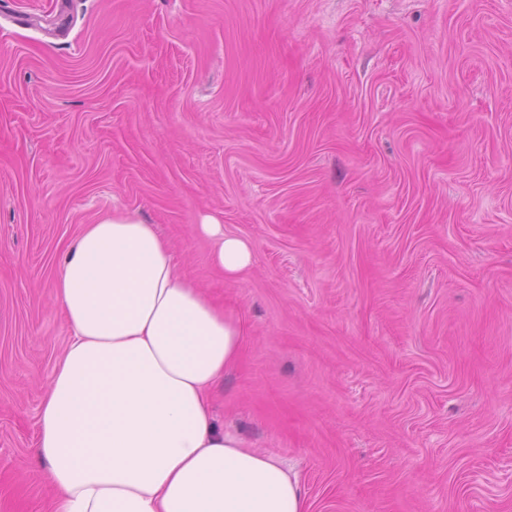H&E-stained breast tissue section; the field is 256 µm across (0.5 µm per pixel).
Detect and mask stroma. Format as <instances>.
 Wrapping results in <instances>:
<instances>
[{
  "instance_id": "obj_1",
  "label": "stroma",
  "mask_w": 512,
  "mask_h": 512,
  "mask_svg": "<svg viewBox=\"0 0 512 512\" xmlns=\"http://www.w3.org/2000/svg\"><path fill=\"white\" fill-rule=\"evenodd\" d=\"M116 210L240 314L214 412L310 512H512V0H0V512ZM198 230L212 240V261L227 278L236 277L252 264L253 251L250 242L225 233L223 224L216 218L204 217L201 224H198Z\"/></svg>"
}]
</instances>
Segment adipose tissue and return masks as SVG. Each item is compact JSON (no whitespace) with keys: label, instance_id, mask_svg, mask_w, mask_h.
<instances>
[{"label":"adipose tissue","instance_id":"adipose-tissue-1","mask_svg":"<svg viewBox=\"0 0 512 512\" xmlns=\"http://www.w3.org/2000/svg\"><path fill=\"white\" fill-rule=\"evenodd\" d=\"M198 229L226 277L251 265L219 220ZM53 292L71 336L38 415L50 512H307L297 474L215 417L242 321L179 275L154 225H85Z\"/></svg>","mask_w":512,"mask_h":512}]
</instances>
